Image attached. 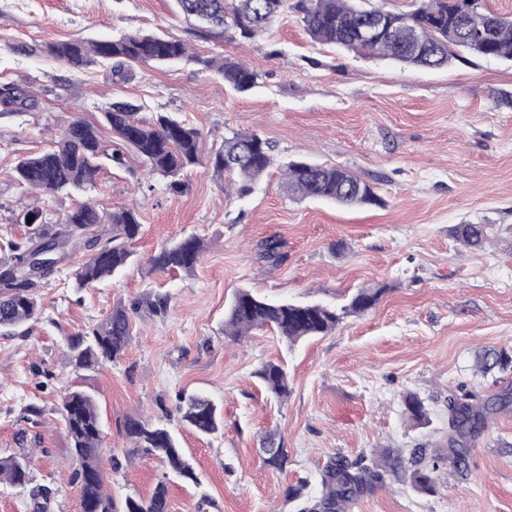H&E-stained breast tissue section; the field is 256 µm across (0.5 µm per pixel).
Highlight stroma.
Instances as JSON below:
<instances>
[{
  "label": "stroma",
  "mask_w": 512,
  "mask_h": 512,
  "mask_svg": "<svg viewBox=\"0 0 512 512\" xmlns=\"http://www.w3.org/2000/svg\"><path fill=\"white\" fill-rule=\"evenodd\" d=\"M157 31L186 41L192 60L136 64L121 80L107 62L71 70L19 51ZM223 56L254 69L257 86L235 92L204 68ZM4 83L31 87L38 107L0 111V242L26 234L16 220L21 206L41 208L52 222L73 203L24 193L17 159L46 148L75 116L100 122L115 101L139 105L146 120L175 113L208 146L234 131L258 133L276 161L242 199L208 165L187 171L180 195L149 177L132 152L99 172L90 197L139 215L136 262L80 289L81 258L73 256L41 288L29 333L0 336V457L31 456L33 485L50 490L44 512H80L78 462L56 412L74 386L93 394L101 413V466L116 504L149 495L166 473L157 458L131 453L125 420L145 416L178 433L199 482L169 481L170 512H298L299 500L320 498V474L336 459L364 466L386 448L405 459L439 448L449 393L483 400L512 391V106L491 97L512 93V62L471 56L437 70L402 67L315 42L289 13L255 40L230 31L202 40L173 0H0ZM297 158L349 168L380 204L344 208L289 196L278 165ZM467 223L494 225L496 233L484 248L464 247L454 229ZM191 233L206 244L194 273L151 271L155 251ZM272 237L282 243L276 263L259 257ZM240 288L333 307L363 288L382 295L331 333L291 344L264 330L238 341L225 336V311ZM153 289L170 293L167 315L135 316L120 359L74 371L68 336ZM487 350L506 360L485 372L479 359ZM277 360L288 369L280 402L258 376ZM191 392L221 405L218 433L203 437L179 425L177 399ZM409 393L424 402L429 423L409 419ZM34 406L41 415L31 414ZM270 430L288 453L279 469L259 454ZM292 488L300 499L289 497ZM349 512H512V407L489 417L465 466H440L433 491L391 472Z\"/></svg>",
  "instance_id": "stroma-1"
}]
</instances>
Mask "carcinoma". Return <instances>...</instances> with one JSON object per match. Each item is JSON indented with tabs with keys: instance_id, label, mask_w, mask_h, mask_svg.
<instances>
[{
	"instance_id": "obj_1",
	"label": "carcinoma",
	"mask_w": 512,
	"mask_h": 512,
	"mask_svg": "<svg viewBox=\"0 0 512 512\" xmlns=\"http://www.w3.org/2000/svg\"><path fill=\"white\" fill-rule=\"evenodd\" d=\"M177 13L195 24L206 39H222L228 30L244 39L254 40L282 14L298 15L312 39L333 44L369 58L390 60L420 69H441L461 54L484 59L512 61V16L489 9L485 0H471L470 9L460 12L459 0H427L410 13L412 22H401L403 14L387 12L391 34L383 39L366 40L358 29L363 18L353 0H175ZM40 52L71 69H82L98 61L112 63V72L121 77L132 63L165 64L193 58L189 46L165 32L127 33L118 38L88 40L72 38L39 45ZM205 67L224 78V83L245 91L257 83L258 74L232 59H208ZM37 105L33 92L14 83L0 86V109L5 112H28ZM140 106L115 101L102 112L104 125L112 139L103 141L101 128L81 117L62 130L54 145L40 153L19 158L15 166L17 183L31 192L49 195L66 194L75 198L73 206L54 223L43 220V212L33 208L23 214L30 222L25 237L9 239L0 249V331L5 336L25 335L28 324L39 315L37 290L52 274L53 264L42 265L33 277L20 273L33 245L62 247L69 255H84L76 272L79 288L93 286L110 278L134 261V242L140 232L135 210L117 207L104 210L90 198H83L94 187L101 160L123 164L126 152L137 153L149 172L167 180V189L181 194L185 189L184 172L205 163L225 178V186L236 187L244 198L251 194L255 182L273 165L268 141L254 132L235 131L222 139L219 146L202 148L201 134L170 112H157L152 122L136 117ZM288 193L300 199H319L345 206L379 203L373 187L347 168L328 166L295 159L281 165ZM457 239L469 248H482L489 239L486 224H459ZM282 243L269 238L262 244L261 258L282 260ZM204 252L203 240L191 234L178 242L163 246L150 259V267L166 272L191 273ZM382 289L358 291L349 304L340 308L325 305H296L259 298L245 289L238 290L228 310L224 334L240 338L254 329L267 328L274 334L296 343L301 339L326 335L347 316L360 315L377 302ZM170 295L150 291L112 313L85 333L68 338L69 364L80 370L112 363L120 358L131 339V318L142 312L156 316L167 314ZM259 376L277 399L288 395V373L284 365L268 362ZM409 418L416 423L428 421L427 409L414 394L404 398ZM512 405V393L506 391L481 403L471 404L458 397L448 398V449L432 452L418 448L409 465L401 457L382 451L375 455L372 467L354 469L341 459L325 466L321 473L322 494L318 501L299 512H348L352 502L366 491L381 485L387 472L403 466L412 486L432 490L433 473L439 464L465 460L464 439L485 428L487 415ZM180 424L200 434L218 431L221 414L216 403L204 394L178 398ZM56 412L61 414L71 451L78 461L74 481L81 489V503L93 505V512H169L168 481L156 483L152 494L128 496L117 508L104 490L105 478L100 466L104 448V430L95 399L81 388H70L62 396ZM124 436L132 450L143 451L165 461L178 476L199 483L186 460L176 433L164 425H152L138 417L124 424ZM263 461L279 466L287 452L268 432L262 437ZM29 456L13 455L0 460V476L20 490H29L33 500L44 499L48 490L28 488Z\"/></svg>"
}]
</instances>
